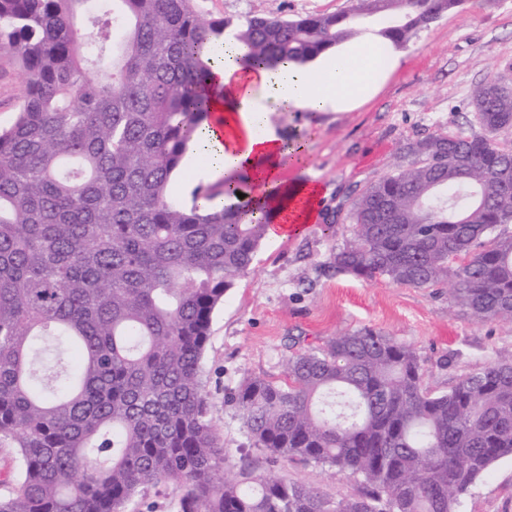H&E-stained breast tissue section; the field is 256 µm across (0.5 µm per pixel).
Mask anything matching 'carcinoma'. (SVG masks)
Masks as SVG:
<instances>
[{"label": "carcinoma", "mask_w": 512, "mask_h": 512, "mask_svg": "<svg viewBox=\"0 0 512 512\" xmlns=\"http://www.w3.org/2000/svg\"><path fill=\"white\" fill-rule=\"evenodd\" d=\"M465 0H352L331 14L233 24L197 0H0V51L22 68L0 128V441L17 475L0 512H125L172 486L178 512H459L512 458V357L425 381L419 355L364 327L290 355L287 382L229 398L250 445L359 480L333 500L243 468L224 479L201 360L214 310L267 239L269 206L241 179L168 184L210 120L203 50L235 28L252 68L306 63L355 38L406 46ZM83 15L85 26L75 25ZM480 131L406 145L348 214L336 271L414 288L453 278L450 302L512 318V67L473 97ZM462 263H456V260Z\"/></svg>", "instance_id": "carcinoma-1"}]
</instances>
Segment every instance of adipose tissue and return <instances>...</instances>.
I'll return each instance as SVG.
<instances>
[{
  "label": "adipose tissue",
  "instance_id": "adipose-tissue-1",
  "mask_svg": "<svg viewBox=\"0 0 512 512\" xmlns=\"http://www.w3.org/2000/svg\"><path fill=\"white\" fill-rule=\"evenodd\" d=\"M221 48L224 60L209 79L213 120L203 123L195 148L209 155L214 174H236L261 185L262 198L272 207L271 237L300 234L318 218L321 186L287 176L286 150L268 124L270 108L327 112L358 106L388 74L377 56L391 58L393 49L357 39L305 64L255 70L239 63L232 35H225Z\"/></svg>",
  "mask_w": 512,
  "mask_h": 512
}]
</instances>
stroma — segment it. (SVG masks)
<instances>
[{
    "mask_svg": "<svg viewBox=\"0 0 512 512\" xmlns=\"http://www.w3.org/2000/svg\"><path fill=\"white\" fill-rule=\"evenodd\" d=\"M210 18L232 22L257 13L294 18L345 9L349 0H200ZM399 65L371 101L351 112H275L282 141L301 142L292 174H311L323 188L321 219L303 233L266 240L250 273L236 280L212 314L201 361L224 443L226 466L249 464L353 497L356 479L283 460L268 465L250 446L228 398L249 377L279 379L293 352L370 327L414 349L425 379L444 391L460 376L512 355V319L479 320L449 301L450 287L412 288L336 272L330 258L353 236L346 215L361 189L407 165V143L436 133H470L473 91L512 66V0H465L401 50ZM24 88L12 58L0 52V127L14 119ZM460 512H512V459L495 463L462 498Z\"/></svg>",
    "mask_w": 512,
    "mask_h": 512,
    "instance_id": "1",
    "label": "stroma"
}]
</instances>
